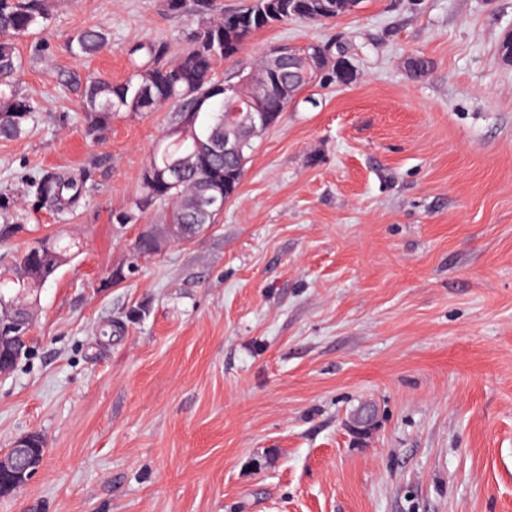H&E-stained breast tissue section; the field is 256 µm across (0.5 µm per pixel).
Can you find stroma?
I'll use <instances>...</instances> for the list:
<instances>
[{"label": "stroma", "instance_id": "stroma-1", "mask_svg": "<svg viewBox=\"0 0 512 512\" xmlns=\"http://www.w3.org/2000/svg\"><path fill=\"white\" fill-rule=\"evenodd\" d=\"M50 5L47 35L17 42L39 112L0 139V199L26 224L0 264L46 235L80 245L0 376V454L46 439L0 512H512V0H361L257 33L217 79L312 42L354 78L302 91L216 223L139 259L163 209L116 217L172 114L91 135L80 89L128 79L137 43L178 56L190 26L163 0ZM98 23L109 49L73 59L69 35ZM41 170L85 174L77 209L35 205ZM366 402L382 424L359 443L344 422Z\"/></svg>", "mask_w": 512, "mask_h": 512}]
</instances>
